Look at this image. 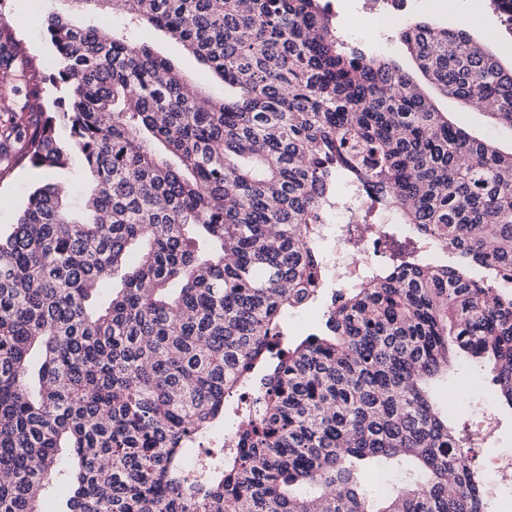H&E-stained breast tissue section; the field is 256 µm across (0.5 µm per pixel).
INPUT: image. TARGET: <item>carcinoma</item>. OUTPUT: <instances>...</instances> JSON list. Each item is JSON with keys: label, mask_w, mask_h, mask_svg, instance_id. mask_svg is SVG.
<instances>
[{"label": "carcinoma", "mask_w": 512, "mask_h": 512, "mask_svg": "<svg viewBox=\"0 0 512 512\" xmlns=\"http://www.w3.org/2000/svg\"><path fill=\"white\" fill-rule=\"evenodd\" d=\"M80 2L127 26L49 14L56 110L36 86L0 108V159L63 168L72 150L90 184L77 211L37 187L0 235V512H41L62 448L68 512H488L427 384L466 356L512 410V152L340 41L324 0ZM143 24L234 93L201 99L132 38ZM400 38L430 84L512 128V66L468 30ZM23 67L36 78L0 30V74ZM362 187L412 248L277 348L284 313L323 282L315 225ZM422 238L448 262H423ZM255 374L222 467L192 473L188 450ZM364 464L410 488L368 496Z\"/></svg>", "instance_id": "obj_1"}]
</instances>
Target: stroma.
<instances>
[{
    "instance_id": "1",
    "label": "stroma",
    "mask_w": 512,
    "mask_h": 512,
    "mask_svg": "<svg viewBox=\"0 0 512 512\" xmlns=\"http://www.w3.org/2000/svg\"><path fill=\"white\" fill-rule=\"evenodd\" d=\"M490 0H410L409 8L399 20L378 21L367 15V0H330L332 22L336 34L350 44H359L370 52L392 61L404 71L414 74L415 81L433 101L439 111L463 126L474 138L493 141L501 150L512 151V129L493 124L483 109L465 108L451 96L443 95L418 75L417 68L406 45L398 38L408 21L424 19L441 27L452 28L467 21L468 29L484 47L499 53L504 61H512V35L505 30ZM73 12L76 21L92 22L105 28H120L126 23L121 14L100 13L87 15L74 12L71 0H0V27H9L23 38L29 52L40 65L43 77L42 94L45 102H52L57 91L49 80L55 71V51L46 38L43 23L52 10ZM138 38L146 41L160 56L171 60L184 79L202 95L220 97L223 83L217 81L181 43L168 32L154 27L137 30ZM84 160L71 154L62 169H44L32 166L28 158L15 155L11 162L0 161V232H7L16 223L32 191L47 182L64 183L73 199H80L87 191L83 178ZM440 395L445 406L451 407L458 431L467 437V456L474 468H482L486 457L512 452V412L500 408L490 383L474 365L461 361L442 381ZM495 412L500 420L497 433L481 437L477 421L485 412Z\"/></svg>"
}]
</instances>
